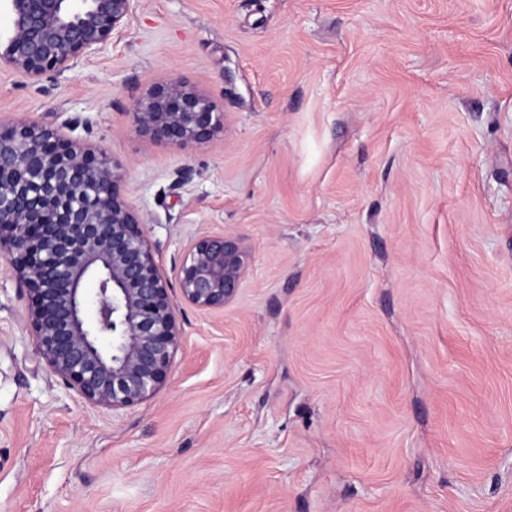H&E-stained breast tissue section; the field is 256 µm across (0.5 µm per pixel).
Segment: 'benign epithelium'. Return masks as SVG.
Instances as JSON below:
<instances>
[{
  "instance_id": "benign-epithelium-1",
  "label": "benign epithelium",
  "mask_w": 512,
  "mask_h": 512,
  "mask_svg": "<svg viewBox=\"0 0 512 512\" xmlns=\"http://www.w3.org/2000/svg\"><path fill=\"white\" fill-rule=\"evenodd\" d=\"M135 0H3L11 35L0 59L32 80L62 73L119 31ZM130 126L180 146L224 132V113L171 81L148 90ZM122 166L61 129L20 119L0 126V256L27 296L37 357L84 401L139 405L168 382L182 328L144 216L120 194ZM249 250L232 234L204 236L178 269L183 299L219 309L237 295ZM98 281L90 294L85 282Z\"/></svg>"
}]
</instances>
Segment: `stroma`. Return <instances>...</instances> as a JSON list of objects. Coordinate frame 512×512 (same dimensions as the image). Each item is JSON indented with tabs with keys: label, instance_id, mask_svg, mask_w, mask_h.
Returning <instances> with one entry per match:
<instances>
[{
	"label": "stroma",
	"instance_id": "35a3bbf8",
	"mask_svg": "<svg viewBox=\"0 0 512 512\" xmlns=\"http://www.w3.org/2000/svg\"><path fill=\"white\" fill-rule=\"evenodd\" d=\"M170 80L224 133L138 135ZM21 117L122 164L169 282L204 235L251 260L224 308L173 292L170 379L117 412L0 260V512H512V0H137L74 69L0 64Z\"/></svg>",
	"mask_w": 512,
	"mask_h": 512
}]
</instances>
